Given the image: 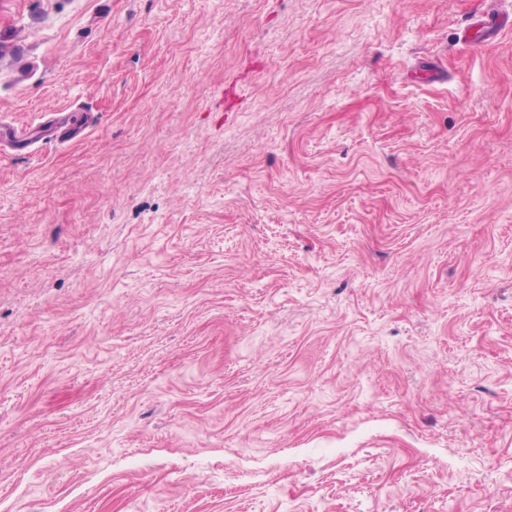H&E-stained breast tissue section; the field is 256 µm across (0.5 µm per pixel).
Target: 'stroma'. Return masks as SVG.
Instances as JSON below:
<instances>
[{"label": "stroma", "instance_id": "stroma-1", "mask_svg": "<svg viewBox=\"0 0 512 512\" xmlns=\"http://www.w3.org/2000/svg\"><path fill=\"white\" fill-rule=\"evenodd\" d=\"M512 0H0V512H512ZM474 18V35L486 36L490 32L512 26V14H492L486 11L476 12Z\"/></svg>", "mask_w": 512, "mask_h": 512}]
</instances>
